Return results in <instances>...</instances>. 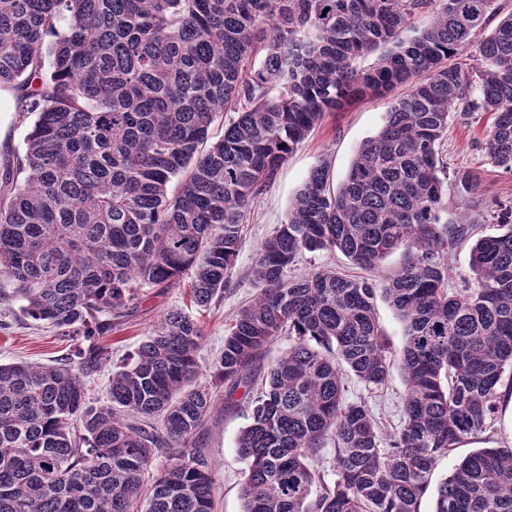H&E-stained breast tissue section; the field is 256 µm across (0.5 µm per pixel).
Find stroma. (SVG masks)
I'll use <instances>...</instances> for the list:
<instances>
[{"label":"stroma","instance_id":"stroma-1","mask_svg":"<svg viewBox=\"0 0 512 512\" xmlns=\"http://www.w3.org/2000/svg\"><path fill=\"white\" fill-rule=\"evenodd\" d=\"M389 102L386 96L367 98L344 110L326 113L322 122L288 156L273 180L258 194L247 215L242 246L223 294L207 308H198L191 301L190 281L186 278L175 287L148 293L132 317L118 329L103 335V343L112 349L113 363H120L127 353L135 351L168 311L181 309L195 317L203 329L204 336L197 352L198 381L209 383L212 366L224 346V337L239 310L255 291L252 268L258 247L285 222L294 195L314 167L327 164L332 183L343 180L360 144L375 135L383 124ZM489 124V117L484 113L453 111L448 135L440 147L449 175L446 210L442 217L451 222L463 216L474 219L481 234L496 231L499 205L512 201V172L495 167L484 152L483 141ZM29 126V121L17 117L10 95H1L0 163L8 154L24 149ZM461 172L474 177L473 190L467 191L460 186L457 175ZM400 263L401 256L395 253L369 271L354 265L341 253L315 252L300 257L293 273L301 276L327 269L350 278L378 280L397 269ZM76 346V341L61 337L56 329L27 317L19 302L0 304V363L52 365L72 356ZM344 384L346 398L367 404L383 436L399 431L406 394L399 368H392L386 385L378 389H365L351 376L345 378ZM215 419L208 442L216 469L215 512H241L243 465L235 441L248 417L241 410H220ZM484 447L512 448L511 394L505 395L485 432L464 439L457 448L439 459L434 481L446 477L469 452Z\"/></svg>","mask_w":512,"mask_h":512}]
</instances>
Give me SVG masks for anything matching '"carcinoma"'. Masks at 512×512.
Wrapping results in <instances>:
<instances>
[{
  "instance_id": "cac0c4a2",
  "label": "carcinoma",
  "mask_w": 512,
  "mask_h": 512,
  "mask_svg": "<svg viewBox=\"0 0 512 512\" xmlns=\"http://www.w3.org/2000/svg\"><path fill=\"white\" fill-rule=\"evenodd\" d=\"M472 51L467 71L457 59ZM406 83L337 190L313 168L260 245L212 386L197 383L201 327L176 309L90 404L87 379L112 360L100 333L189 271L207 307L259 189L324 114ZM0 91L32 119L0 175L13 285L0 301L87 342L65 363L0 364V512H214L205 434L220 387L224 407L248 409L242 512H420L437 461L485 430L512 369V205L493 235L442 221L440 156L452 108L485 112L486 156L512 172V14L496 0H0ZM466 240L471 285L450 293L448 257ZM400 248L380 283L289 275L305 252L373 269ZM378 296L405 337V420L389 440L340 372L386 383ZM279 336L288 348L271 363ZM329 440L332 481L317 464ZM432 512H512V448L466 455Z\"/></svg>"
}]
</instances>
